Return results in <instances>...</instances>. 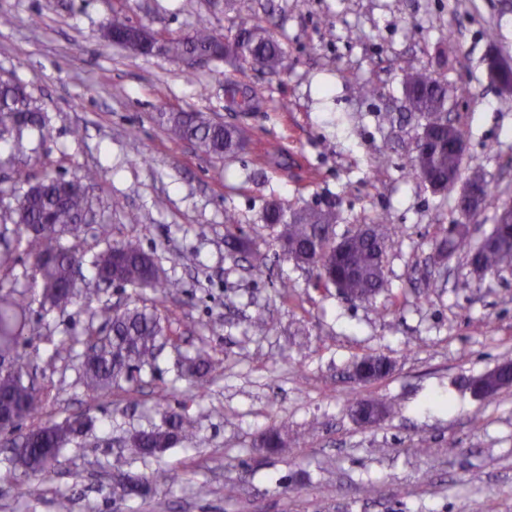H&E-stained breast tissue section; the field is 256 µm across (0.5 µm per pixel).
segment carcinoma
Masks as SVG:
<instances>
[{"instance_id":"obj_1","label":"carcinoma","mask_w":512,"mask_h":512,"mask_svg":"<svg viewBox=\"0 0 512 512\" xmlns=\"http://www.w3.org/2000/svg\"><path fill=\"white\" fill-rule=\"evenodd\" d=\"M140 26L114 15L103 28V38L129 41L130 51L146 56L152 50L177 61L189 51L206 52L217 41L211 22L200 17L191 30L182 36L166 38L162 42L143 45L139 42ZM239 36L246 38L248 47L244 61L272 72L286 67L287 58L263 20L240 27ZM405 96L410 109L427 115L426 142L414 148L413 174L433 191H448V180L462 175V158L448 150V125L443 113L446 90L440 79L428 71L410 73L405 81ZM168 131L177 140L195 143L207 154L223 157L235 155L246 144L243 130L229 129L213 121L204 112H169L165 114ZM46 129L41 109L33 104L25 87L11 79L0 78V143L9 147L3 165L27 154L30 131ZM18 180L27 189L16 198L15 207L6 208L3 220L15 224L14 243H6L0 252V265L11 260L13 251L24 248L32 259V268L41 288V305L64 309L82 299L91 303L81 281L74 278L76 267L82 264L70 250L57 247L54 242L64 236H76L82 226L96 221V202L88 186L96 180V172L86 170L79 176L66 179L44 174L35 181L25 171H17ZM267 224L280 226L279 239L286 255L299 264L317 271V283L336 288L348 301H366L389 288L382 259L393 242L394 229L379 214L367 225L368 232L357 228L336 239V214L327 209L304 207L286 217L279 203L270 204L263 215ZM225 244L231 250L245 254L258 272L267 266V254L250 246L249 242L232 233ZM439 253L462 252L470 264L482 272H494L512 257V223L496 221L492 236L473 245L467 229L458 227L437 244ZM92 281L107 288L112 286L159 289L162 295L178 293L180 285L167 280L153 256L147 253L136 238H128L92 256L89 261ZM27 302L23 293L10 291L0 295V359L12 362L7 373L0 372V405L11 413L12 424L38 413L43 406V395L21 363L18 346L24 339L27 326ZM109 327V334L86 343L82 368L86 391L92 395L106 392L121 379L132 380L142 370L155 366L163 346L179 351L177 338L169 326L153 309L145 306H127L121 310L101 309L93 312ZM215 362L210 357L186 358V375L191 382L202 386ZM355 373L376 381L389 374L391 364L381 357H368L357 363ZM512 378V360L496 366V373L488 378L478 377L470 382L472 390L485 397L503 388ZM391 406L375 399H359L353 412L365 424L375 423L377 416L385 415ZM93 419L74 416L61 423L39 427L18 435L11 442L16 449L15 459L28 480H42L62 465V451L75 438L92 430ZM198 431L197 420L172 409L163 411V425L132 433L124 442L142 457H152L166 448L191 441ZM262 446L279 454L289 452L288 438L273 428L262 437ZM152 491V480L145 474H123L112 486V495L121 499L145 496Z\"/></svg>"}]
</instances>
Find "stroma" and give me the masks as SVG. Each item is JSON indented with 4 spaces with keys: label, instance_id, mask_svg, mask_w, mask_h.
Masks as SVG:
<instances>
[{
    "label": "stroma",
    "instance_id": "35a3bbf8",
    "mask_svg": "<svg viewBox=\"0 0 512 512\" xmlns=\"http://www.w3.org/2000/svg\"><path fill=\"white\" fill-rule=\"evenodd\" d=\"M117 13L165 37L200 15L223 36L249 19L269 21L287 67L246 70L265 106L234 119L248 130L243 150L204 155L173 139L162 118L223 115L233 63L191 69L113 45L102 29ZM2 15L11 22L0 25V77L26 85L47 119L49 136L26 171L98 173L97 221L64 246L88 258L137 237L180 291L101 290V305L157 307L179 348L93 398L81 361L85 341L105 333L100 322L81 302L43 309L26 254L0 267V294L25 291L30 304L18 354L45 399L21 430L73 414L95 421L25 495L0 431V512H57L63 496L70 512H512V386L480 398L467 385L512 360V264L479 277L464 254L436 261V240L464 218L457 190L436 193L412 175L426 119L404 95L408 71L444 80L448 118L464 134L462 168L488 183L474 223L489 233L512 200V95L490 83L486 60H512V0H0ZM274 201L333 206L339 235L384 215L396 231L384 259L388 291L350 303L318 286L263 222ZM228 211L267 252L264 273L225 246ZM258 319L260 331L251 327ZM67 336L73 349L51 359ZM199 350L219 361L201 389L177 360ZM368 355L393 369L363 384L350 371ZM359 398L395 410L364 426L351 412ZM164 407L194 416L198 439L146 460L117 447L131 431L161 425ZM274 427L287 432L289 455L262 447ZM121 471L153 476L156 492L113 498Z\"/></svg>",
    "mask_w": 512,
    "mask_h": 512
}]
</instances>
